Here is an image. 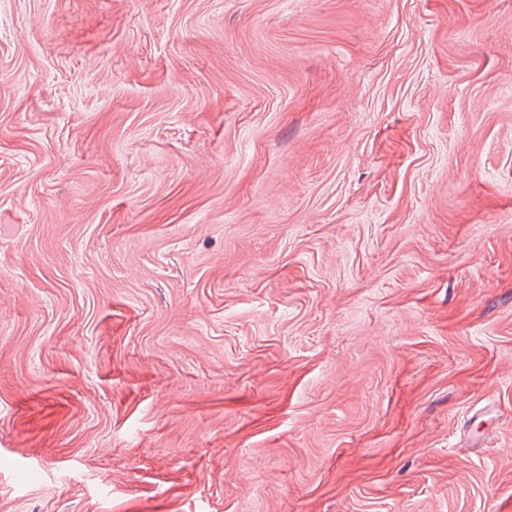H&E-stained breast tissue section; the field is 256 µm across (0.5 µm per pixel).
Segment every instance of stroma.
Returning <instances> with one entry per match:
<instances>
[{"mask_svg": "<svg viewBox=\"0 0 512 512\" xmlns=\"http://www.w3.org/2000/svg\"><path fill=\"white\" fill-rule=\"evenodd\" d=\"M0 512H512V0H0Z\"/></svg>", "mask_w": 512, "mask_h": 512, "instance_id": "1", "label": "stroma"}]
</instances>
